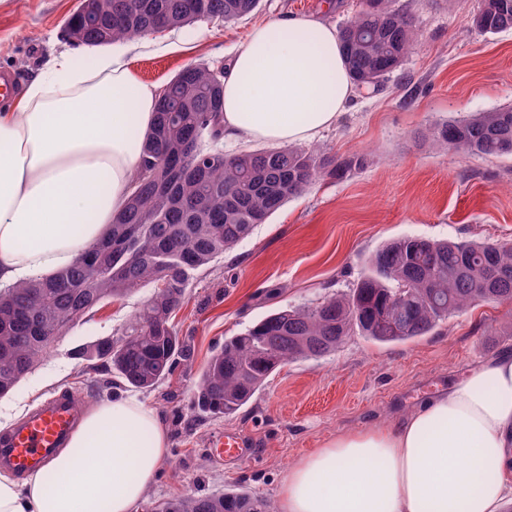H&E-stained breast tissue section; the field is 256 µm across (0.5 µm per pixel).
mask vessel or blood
Segmentation results:
<instances>
[{
	"label": "vessel or blood",
	"instance_id": "b4317fda",
	"mask_svg": "<svg viewBox=\"0 0 512 512\" xmlns=\"http://www.w3.org/2000/svg\"><path fill=\"white\" fill-rule=\"evenodd\" d=\"M79 404L75 393H64L42 402L23 422L0 434V467L18 475L44 466L63 448L79 422ZM216 456L227 461L250 458L243 436L225 435Z\"/></svg>",
	"mask_w": 512,
	"mask_h": 512
}]
</instances>
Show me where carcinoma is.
Segmentation results:
<instances>
[{
    "instance_id": "obj_1",
    "label": "carcinoma",
    "mask_w": 512,
    "mask_h": 512,
    "mask_svg": "<svg viewBox=\"0 0 512 512\" xmlns=\"http://www.w3.org/2000/svg\"><path fill=\"white\" fill-rule=\"evenodd\" d=\"M260 0H86L64 29L78 45L107 46L202 20L235 24ZM395 0H362L339 27L353 83L379 87L420 45L416 19ZM476 27L512 29V0H485ZM222 75L190 64L160 91L157 118L131 177L125 206L106 234L50 278L0 291V397L35 368L79 319L106 301L150 286L151 297L107 347L77 351L93 370L111 368L128 387L152 390L191 360L171 319L194 274L224 257L254 228L319 178L342 180L363 159L338 161L294 146L226 154L221 147ZM430 145L461 156L512 153V106L435 126ZM512 302V242L402 237L380 246L346 294L313 307L280 308L224 340L196 385L197 406L232 415L284 365L336 351L356 330L380 343L425 336L478 303ZM156 512H269L244 490L170 499Z\"/></svg>"
}]
</instances>
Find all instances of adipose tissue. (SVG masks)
Segmentation results:
<instances>
[{
	"label": "adipose tissue",
	"instance_id": "ef3b65f1",
	"mask_svg": "<svg viewBox=\"0 0 512 512\" xmlns=\"http://www.w3.org/2000/svg\"><path fill=\"white\" fill-rule=\"evenodd\" d=\"M356 93L338 32L320 16L255 26L224 74L225 139L314 140ZM159 92L120 53L49 58L0 100V287L54 275L123 208ZM137 397L94 405L66 448L0 512H133L168 455ZM277 512H512V355L469 371L390 425L337 433L289 466Z\"/></svg>",
	"mask_w": 512,
	"mask_h": 512
}]
</instances>
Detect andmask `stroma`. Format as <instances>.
<instances>
[{
	"label": "stroma",
	"mask_w": 512,
	"mask_h": 512,
	"mask_svg": "<svg viewBox=\"0 0 512 512\" xmlns=\"http://www.w3.org/2000/svg\"><path fill=\"white\" fill-rule=\"evenodd\" d=\"M79 2L0 0V75L25 84L46 59L70 48L63 25ZM398 4L416 18L420 46L380 91L358 93L336 128L312 143L339 160L362 158L363 167L341 181H316L191 281L172 324L193 358L138 394L161 416L170 447L135 512L228 489L277 505L284 471L310 449L342 431L392 422L472 368L512 352V304L480 303L404 343L351 334L327 357L285 365L235 415L213 416L194 404L197 380L225 339L275 309L349 292L385 242L512 240V156L463 157L428 145L431 130L448 117L512 104V30L480 33L473 23L480 0ZM359 9L360 0H261L256 14L232 25L197 22L131 38L127 61L141 81L161 87L186 65L229 64L256 25L320 14L339 26ZM150 293L145 287L96 308L0 400L31 411L73 389L87 409L127 393L112 371L89 369L73 352L120 334ZM228 431L248 437L250 460L214 456Z\"/></svg>",
	"instance_id": "obj_1"
}]
</instances>
